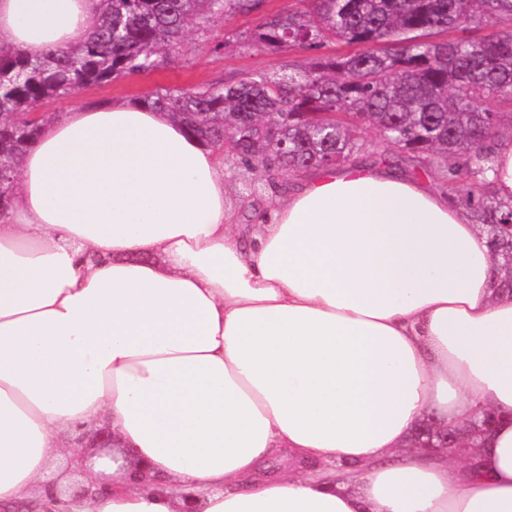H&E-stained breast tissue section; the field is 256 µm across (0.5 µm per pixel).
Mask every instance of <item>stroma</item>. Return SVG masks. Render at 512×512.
I'll return each mask as SVG.
<instances>
[{
    "mask_svg": "<svg viewBox=\"0 0 512 512\" xmlns=\"http://www.w3.org/2000/svg\"><path fill=\"white\" fill-rule=\"evenodd\" d=\"M295 0H263L260 9L249 16H231L211 21L206 34L189 31L182 44L149 72L127 74L106 84H90L62 99L39 108V119L59 118L77 105H96L114 100L139 101L160 88H198L237 81L252 72L273 73L289 66L307 64L312 52L270 51L240 42V33L254 28L264 18L288 10ZM291 175L274 173L252 175L241 164L225 161V199L236 224H254L259 217L283 201Z\"/></svg>",
    "mask_w": 512,
    "mask_h": 512,
    "instance_id": "obj_1",
    "label": "stroma"
}]
</instances>
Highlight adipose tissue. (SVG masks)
I'll use <instances>...</instances> for the list:
<instances>
[{
  "label": "adipose tissue",
  "mask_w": 512,
  "mask_h": 512,
  "mask_svg": "<svg viewBox=\"0 0 512 512\" xmlns=\"http://www.w3.org/2000/svg\"><path fill=\"white\" fill-rule=\"evenodd\" d=\"M101 0H0V49L90 36ZM496 425L475 461L411 448ZM107 422L86 471L69 441ZM288 467L262 473L275 453ZM78 473L88 495L67 492ZM512 512V293L425 183L321 169L235 224L224 161L169 114L82 107L0 211L5 512Z\"/></svg>",
  "instance_id": "adipose-tissue-1"
}]
</instances>
